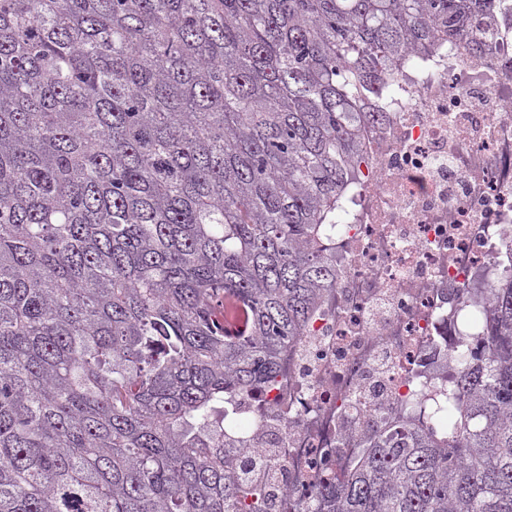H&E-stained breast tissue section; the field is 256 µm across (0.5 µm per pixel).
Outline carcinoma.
I'll return each instance as SVG.
<instances>
[{"mask_svg":"<svg viewBox=\"0 0 512 512\" xmlns=\"http://www.w3.org/2000/svg\"><path fill=\"white\" fill-rule=\"evenodd\" d=\"M493 22L495 0H0V512H265L224 414L335 286L364 102ZM504 245L479 344L316 512H512Z\"/></svg>","mask_w":512,"mask_h":512,"instance_id":"cac0c4a2","label":"carcinoma"}]
</instances>
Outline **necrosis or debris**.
<instances>
[{"label":"necrosis or debris","instance_id":"obj_1","mask_svg":"<svg viewBox=\"0 0 512 512\" xmlns=\"http://www.w3.org/2000/svg\"><path fill=\"white\" fill-rule=\"evenodd\" d=\"M485 55L444 47L371 98L369 159L337 225L336 286L271 382L229 407L234 453L263 458L269 512H307L343 473L363 425L452 365L466 292L494 283L512 233V0H498Z\"/></svg>","mask_w":512,"mask_h":512}]
</instances>
